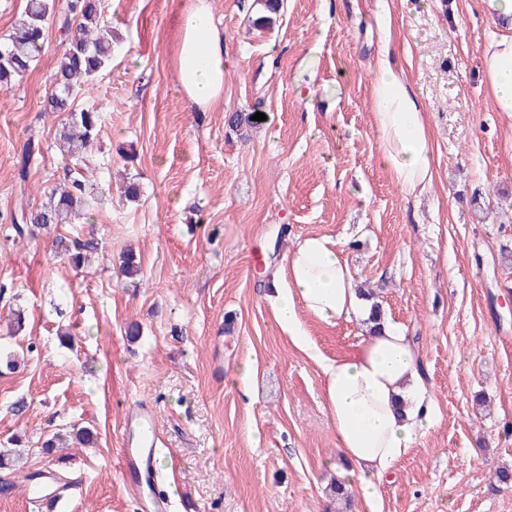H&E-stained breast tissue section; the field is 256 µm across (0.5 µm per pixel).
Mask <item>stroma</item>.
Wrapping results in <instances>:
<instances>
[{"instance_id":"obj_1","label":"stroma","mask_w":512,"mask_h":512,"mask_svg":"<svg viewBox=\"0 0 512 512\" xmlns=\"http://www.w3.org/2000/svg\"><path fill=\"white\" fill-rule=\"evenodd\" d=\"M186 0H103L118 35L89 97L103 114L87 164L102 192L79 269L48 238L0 235V448L27 463L0 479V512H38L24 476L72 481L62 512H141L121 477L126 420L152 408L162 440L157 491L170 512H336L347 465L324 403L319 358L281 329L258 267L279 271L296 242L331 237L356 284L380 289L387 320L416 341L433 423L383 475L351 487L349 512H512V117L480 73L498 28L481 0H283L273 27L254 0H210L224 36V100L192 111L173 52ZM0 90V213L47 201L63 174L60 116L45 112L59 56ZM389 59L427 115L434 179L405 194L377 162L372 81ZM256 110L249 139L225 117ZM41 148L18 178L23 144ZM140 185L130 202L124 178ZM134 249L138 286L120 274ZM26 328L10 337L11 311ZM141 334H126L130 323ZM320 353L354 352L361 319L302 317ZM249 373H242L243 364ZM25 402L23 415L13 413ZM88 428L93 445L45 454L47 434Z\"/></svg>"}]
</instances>
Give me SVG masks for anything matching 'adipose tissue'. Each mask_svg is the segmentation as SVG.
Masks as SVG:
<instances>
[{
    "label": "adipose tissue",
    "instance_id": "adipose-tissue-1",
    "mask_svg": "<svg viewBox=\"0 0 512 512\" xmlns=\"http://www.w3.org/2000/svg\"><path fill=\"white\" fill-rule=\"evenodd\" d=\"M500 31L482 53L484 80L496 111L512 116V0H482ZM175 65L180 88L196 111L224 99V38L209 0H188L181 14ZM378 160L406 193L423 192L433 180L427 117L404 76L379 60L373 80ZM286 288L277 295L276 318L294 345L314 348L301 315L335 324L368 317L348 263L334 241L308 236L288 255ZM326 407L350 475L364 498L378 496V478L390 471L432 424L425 401L423 367L403 327L386 322L351 354L321 362Z\"/></svg>",
    "mask_w": 512,
    "mask_h": 512
}]
</instances>
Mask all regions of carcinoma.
<instances>
[{
  "label": "carcinoma",
  "instance_id": "cac0c4a2",
  "mask_svg": "<svg viewBox=\"0 0 512 512\" xmlns=\"http://www.w3.org/2000/svg\"><path fill=\"white\" fill-rule=\"evenodd\" d=\"M260 11L252 20L257 29L272 26L281 9L280 0H256ZM62 31L61 51L54 72V91L48 98V111L66 113L59 131L60 149L69 160L81 161L96 143L102 116L94 106L74 105L80 91L89 87L95 75L112 60L117 36L103 20L101 0H26L20 19L6 37L0 39V90H7L26 75L40 56L49 22ZM251 112L228 116L229 128L245 139L248 130L260 125ZM86 167L68 169L64 182L52 189L48 202L37 210L24 207L0 215L6 233L19 239H34L42 230L74 220H90L99 196V184L88 176ZM55 250L75 267L83 266L96 250L94 241H81L59 235ZM120 273L135 280L142 273L137 256L128 252L121 257Z\"/></svg>",
  "mask_w": 512,
  "mask_h": 512
}]
</instances>
